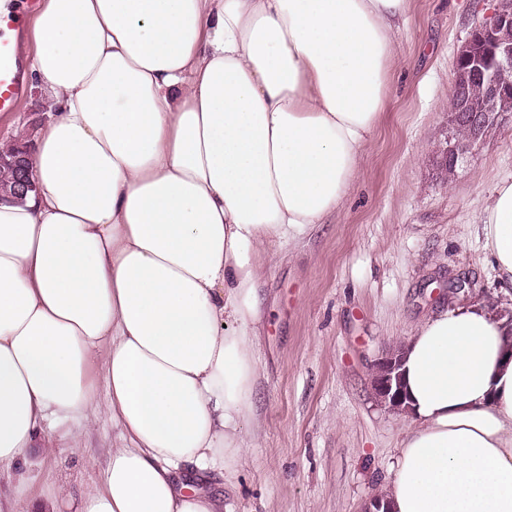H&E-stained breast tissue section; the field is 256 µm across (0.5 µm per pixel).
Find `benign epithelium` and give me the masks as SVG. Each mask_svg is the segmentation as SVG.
Segmentation results:
<instances>
[{"label": "benign epithelium", "instance_id": "benign-epithelium-1", "mask_svg": "<svg viewBox=\"0 0 512 512\" xmlns=\"http://www.w3.org/2000/svg\"><path fill=\"white\" fill-rule=\"evenodd\" d=\"M512 68V0H497L494 13L476 27L459 48L454 68L452 94L456 103L450 109V121L456 128L469 131L468 140L448 146L444 165L452 170L496 125L498 116L512 104V86L501 83L498 73ZM478 83L483 95L472 100L461 91ZM402 352L393 348L373 367L371 388L375 398L388 411L407 413L401 381Z\"/></svg>", "mask_w": 512, "mask_h": 512}]
</instances>
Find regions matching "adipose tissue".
<instances>
[{"mask_svg":"<svg viewBox=\"0 0 512 512\" xmlns=\"http://www.w3.org/2000/svg\"><path fill=\"white\" fill-rule=\"evenodd\" d=\"M407 6L39 0L38 190L0 202V478L51 450L53 423L105 411L123 443L76 512H222L178 475L253 445L262 279L349 195ZM476 220L512 288L511 179ZM402 349L392 512H512V318L446 309Z\"/></svg>","mask_w":512,"mask_h":512,"instance_id":"1","label":"adipose tissue"}]
</instances>
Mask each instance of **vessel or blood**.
<instances>
[{"mask_svg":"<svg viewBox=\"0 0 512 512\" xmlns=\"http://www.w3.org/2000/svg\"><path fill=\"white\" fill-rule=\"evenodd\" d=\"M34 0H0V112H13L25 92L17 40Z\"/></svg>","mask_w":512,"mask_h":512,"instance_id":"1","label":"vessel or blood"}]
</instances>
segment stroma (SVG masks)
I'll list each match as a JSON object with an SVG mask.
<instances>
[{
  "label": "stroma",
  "mask_w": 512,
  "mask_h": 512,
  "mask_svg": "<svg viewBox=\"0 0 512 512\" xmlns=\"http://www.w3.org/2000/svg\"><path fill=\"white\" fill-rule=\"evenodd\" d=\"M495 0H409L381 126L362 173L328 223L284 245L266 273L255 343L254 446L204 489L224 512H362L393 476L406 419L371 388L373 364L417 324L445 307L501 304L475 214L493 187L512 179V112L444 179L438 164L454 130L455 57ZM48 117L35 87L0 115V140L35 137ZM52 451L6 489L20 501L66 490L59 512L99 487L87 449L120 444L109 414L87 431L62 422Z\"/></svg>",
  "instance_id": "35a3bbf8"
}]
</instances>
